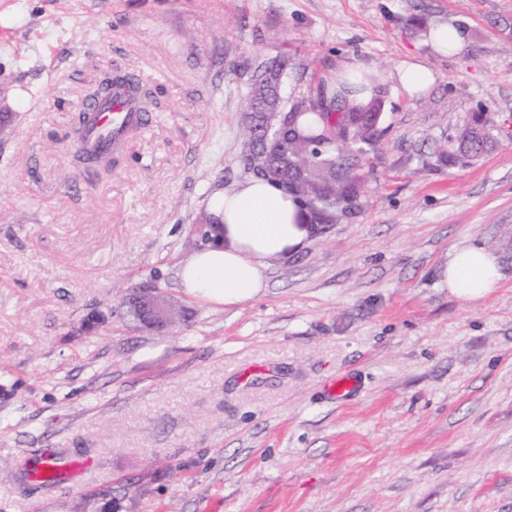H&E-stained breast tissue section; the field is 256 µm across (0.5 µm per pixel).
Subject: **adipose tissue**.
<instances>
[{
	"mask_svg": "<svg viewBox=\"0 0 512 512\" xmlns=\"http://www.w3.org/2000/svg\"><path fill=\"white\" fill-rule=\"evenodd\" d=\"M209 210L223 236L188 258L179 279L189 296L217 305L232 307L257 296L267 286L272 261L305 247L311 232L295 197L263 179L214 195ZM443 276L452 293L477 301L498 285L497 259L471 244L449 256Z\"/></svg>",
	"mask_w": 512,
	"mask_h": 512,
	"instance_id": "1",
	"label": "adipose tissue"
}]
</instances>
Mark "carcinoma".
Instances as JSON below:
<instances>
[{
    "label": "carcinoma",
    "instance_id": "1",
    "mask_svg": "<svg viewBox=\"0 0 512 512\" xmlns=\"http://www.w3.org/2000/svg\"><path fill=\"white\" fill-rule=\"evenodd\" d=\"M267 71L271 72V89L280 93L286 63L277 59L263 62L252 70L250 80ZM141 89L142 86L130 77L115 78L96 102L112 100L119 90L139 102ZM381 93L378 85L350 86L340 82L330 89L320 81L306 97L290 105L281 103L280 112L288 128L291 148L288 160L278 163L272 182L299 200L311 223L331 224L360 208L361 193L369 174L366 170L369 154L380 150ZM247 112L245 137L248 138L252 125L265 121L266 114L251 98ZM87 126L88 114L79 113L75 120L74 156L77 161L84 163L112 156L110 150L94 153L86 147ZM492 143L485 114H476L462 130L457 146L442 153L440 159L466 163L484 153ZM274 152L272 140L253 142L250 149L242 151V172L252 178H263L260 169L272 163Z\"/></svg>",
    "mask_w": 512,
    "mask_h": 512
}]
</instances>
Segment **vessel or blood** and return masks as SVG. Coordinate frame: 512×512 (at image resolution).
I'll return each mask as SVG.
<instances>
[{
	"mask_svg": "<svg viewBox=\"0 0 512 512\" xmlns=\"http://www.w3.org/2000/svg\"><path fill=\"white\" fill-rule=\"evenodd\" d=\"M86 111L89 116L86 143L92 150H119L130 128L147 123V116L137 102L120 93L114 95L111 103L91 104Z\"/></svg>",
	"mask_w": 512,
	"mask_h": 512,
	"instance_id": "vessel-or-blood-1",
	"label": "vessel or blood"
}]
</instances>
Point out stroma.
I'll use <instances>...</instances> for the list:
<instances>
[{
	"instance_id": "1",
	"label": "stroma",
	"mask_w": 512,
	"mask_h": 512,
	"mask_svg": "<svg viewBox=\"0 0 512 512\" xmlns=\"http://www.w3.org/2000/svg\"><path fill=\"white\" fill-rule=\"evenodd\" d=\"M443 23L469 33L451 56L428 41ZM276 56L289 103L351 68L376 80L384 135L361 207L228 309L178 273L244 179L249 76ZM106 72L157 101L91 175L73 119ZM474 112L493 148L441 163ZM472 243L501 273L480 302L441 276ZM143 287L189 328L137 326ZM55 457L91 465L30 483ZM106 505L512 512V0H0V512ZM397 78L408 92H419L426 89L432 82L430 71L421 64L411 63L397 71Z\"/></svg>"
}]
</instances>
